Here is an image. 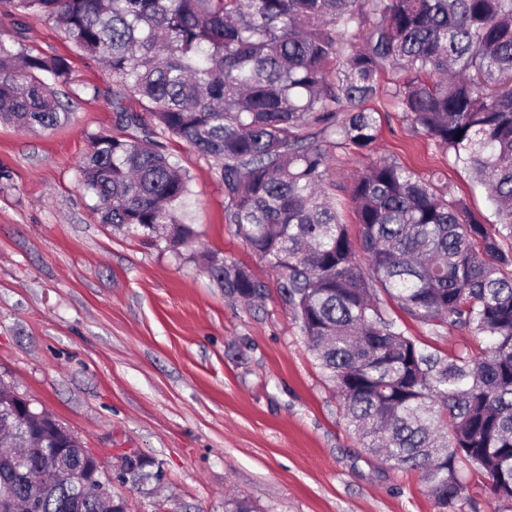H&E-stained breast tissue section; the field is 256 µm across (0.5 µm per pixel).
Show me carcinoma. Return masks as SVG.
<instances>
[{"mask_svg": "<svg viewBox=\"0 0 512 512\" xmlns=\"http://www.w3.org/2000/svg\"><path fill=\"white\" fill-rule=\"evenodd\" d=\"M0 19L17 35L0 39L1 122L69 120L58 97L69 63L24 47L29 20L54 22L112 75L126 135L94 137L78 165L101 223L180 252L196 237L182 218L190 176L160 137L213 159L225 222L273 272L362 446L420 471L438 512L464 493L462 464L512 500V0H0ZM388 72L403 74L395 106L472 173L496 222L384 159L348 187L350 234L327 181L332 148L372 149L379 117L364 104ZM128 92L142 111L125 105ZM200 260L229 298L267 296L248 268ZM391 307L489 345L430 350ZM31 438L0 393V439L31 448L24 464L0 455V500L70 512L77 490L62 468L80 471L82 452L61 464L50 435ZM146 465L139 457L119 478L138 484Z\"/></svg>", "mask_w": 512, "mask_h": 512, "instance_id": "obj_1", "label": "carcinoma"}]
</instances>
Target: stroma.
Returning a JSON list of instances; mask_svg holds the SVG:
<instances>
[{"label":"stroma","instance_id":"1","mask_svg":"<svg viewBox=\"0 0 512 512\" xmlns=\"http://www.w3.org/2000/svg\"><path fill=\"white\" fill-rule=\"evenodd\" d=\"M26 45L67 58L71 82L59 98L72 119L47 131L0 124V383L54 414L105 469L129 452L159 464L139 486L113 479L128 512H224L231 497L257 512H437L419 472L393 468L347 429L276 289L249 308L204 273L196 253L209 250L273 279L225 222L213 160L166 142L191 178L183 219L194 246L176 253L101 223L77 164L95 136L118 132L112 76L51 22H30ZM394 81L382 75L366 103L382 115L373 150L333 151L339 206L354 175L395 159L440 173L472 211L491 215L485 189L394 106ZM406 327L448 354L486 343L463 330ZM461 479L467 501L448 512H512V501L490 502L481 473L465 468Z\"/></svg>","mask_w":512,"mask_h":512}]
</instances>
